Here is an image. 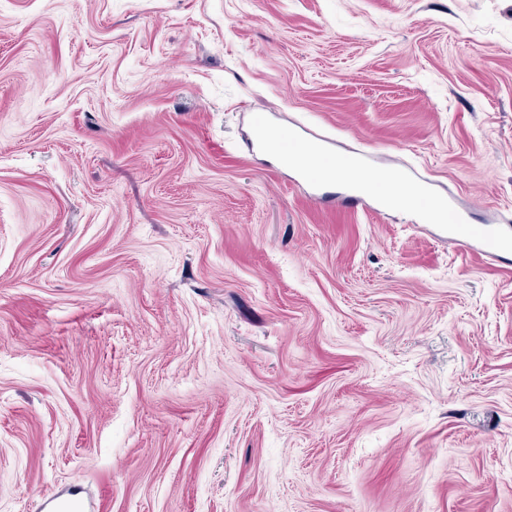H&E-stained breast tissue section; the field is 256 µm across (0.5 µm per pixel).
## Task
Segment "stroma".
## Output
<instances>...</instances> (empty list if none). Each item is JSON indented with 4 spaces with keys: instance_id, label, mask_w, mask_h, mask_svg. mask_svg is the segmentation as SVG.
<instances>
[{
    "instance_id": "35a3bbf8",
    "label": "stroma",
    "mask_w": 512,
    "mask_h": 512,
    "mask_svg": "<svg viewBox=\"0 0 512 512\" xmlns=\"http://www.w3.org/2000/svg\"><path fill=\"white\" fill-rule=\"evenodd\" d=\"M512 0H0V512H512ZM266 111L263 108L255 109L251 112V122L258 141L270 149L278 150L281 146L280 142L269 137L270 128ZM261 135H265V137L263 138ZM415 207L425 214L423 221L438 224L455 238H466L478 242L490 255L512 252V237L501 232L493 224H469L466 218L450 202L440 208L432 206L430 197L420 199Z\"/></svg>"
}]
</instances>
